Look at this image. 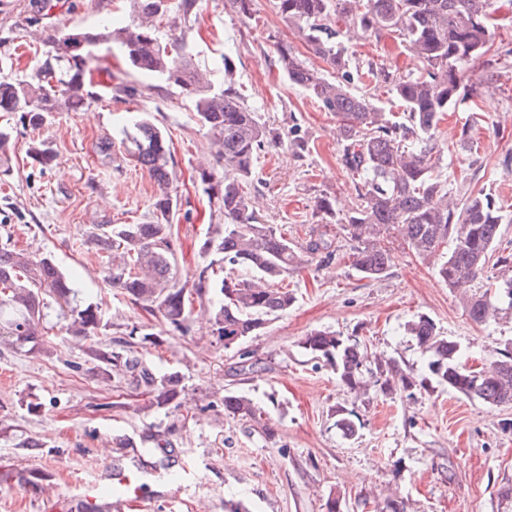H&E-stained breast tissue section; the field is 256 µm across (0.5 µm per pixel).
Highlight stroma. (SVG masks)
I'll list each match as a JSON object with an SVG mask.
<instances>
[{
  "label": "stroma",
  "instance_id": "obj_1",
  "mask_svg": "<svg viewBox=\"0 0 512 512\" xmlns=\"http://www.w3.org/2000/svg\"><path fill=\"white\" fill-rule=\"evenodd\" d=\"M131 18L128 0H0V80L27 77L35 52L47 49L46 32L62 26L91 28ZM352 64H371L389 82L349 89L370 96L390 112L400 106L392 80L413 68L397 32L359 35L343 17L331 16ZM192 52L215 87H223L221 54L234 61L233 79L249 106L283 131L297 130L308 152L296 157L279 145L256 165L255 206L266 223L284 227L303 242L314 224L317 198L326 195L344 215L355 195L336 139L338 119L281 73L277 47L294 48L308 65L324 61L301 41L294 23L273 0H253L250 16L231 0H200L190 22ZM101 71L93 83L110 79L135 86L130 101L103 96L80 112L50 113L31 129L18 113L0 112L13 129L10 171L0 174V243L34 256L49 255L74 276L83 303L99 305L108 340L132 326L158 332L157 320L107 282L110 254L89 236L94 224H136L146 220L159 188L148 171L129 160L120 130L130 112L149 110L165 128L175 162L173 187L180 218L173 244L181 280L197 279L212 259L202 245L217 236L220 220L209 217L198 179L211 167L215 149L190 104L175 87L126 67L108 46L96 50ZM112 141V159L101 162L96 146ZM45 142L54 154L46 166L30 159V141ZM440 174L457 200L485 193L504 213L494 251L512 252V55L470 62L458 100L437 134ZM391 263L385 277L362 278L353 266L352 244L342 239L330 263L289 273L282 282L295 302L257 335L231 349L217 344L211 314L195 306L185 336L162 335L141 359L156 374H175L178 406L160 409L123 375L104 376L86 354L87 341L65 337L56 308H49L42 351L0 343V466L13 471L45 468L55 479L39 494L16 484L0 486V512H73L75 487L94 480L105 461L129 465L126 453L142 450L146 488L123 512H327L336 499L341 512H382L403 502L406 512H512V405L492 406L447 388L415 396L347 391L328 363L311 358L302 341L326 330L417 370L426 360L405 325L424 314L442 335L460 345L471 369L485 367L499 352L512 350V309L474 322L460 292L437 277L438 258L422 259L401 237L390 235ZM259 371L239 374L241 356ZM243 394L263 410L260 429L224 409L227 394ZM350 414L358 432L348 437L336 424ZM164 439L180 473V490L164 494L152 476Z\"/></svg>",
  "mask_w": 512,
  "mask_h": 512
}]
</instances>
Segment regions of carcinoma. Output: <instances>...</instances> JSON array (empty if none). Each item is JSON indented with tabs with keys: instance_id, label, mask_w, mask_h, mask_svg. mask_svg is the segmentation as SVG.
Here are the masks:
<instances>
[{
	"instance_id": "obj_1",
	"label": "carcinoma",
	"mask_w": 512,
	"mask_h": 512,
	"mask_svg": "<svg viewBox=\"0 0 512 512\" xmlns=\"http://www.w3.org/2000/svg\"><path fill=\"white\" fill-rule=\"evenodd\" d=\"M130 2L138 19L120 27L104 22L79 28L77 33L93 48L117 45L127 67L165 81L191 101L197 121L217 146L215 165L199 172V180L214 213L224 218L222 236L203 245L218 258L192 284L180 283L172 241L179 199L170 190L174 170L169 135L151 121L150 113L140 112L123 134L129 155L161 186V193L148 220L95 224L91 237L112 249L109 283L154 316L161 332L187 335L194 300L212 292L217 297L213 318L217 342L226 347L257 333L271 316L294 302L292 293L278 287L279 280L290 271L329 263L341 236L355 243L354 266L365 278L386 275L391 255L385 238L394 231L423 259L451 246L438 267V276L448 287L482 283L489 254L500 237L501 207L488 195L473 196L461 205L448 196L438 174L437 133L448 106L458 96L463 65L488 54L493 46V0H363L359 12L352 9L355 0H275L278 13L299 25L304 41L333 70L328 77L306 65L288 45L278 46V64L288 81L338 116L343 162L356 190L353 207L340 219L333 201L319 197L316 224L303 243L263 223L252 203L257 159L268 147L283 142L284 134L245 104L234 86L229 56H222L224 87L216 90L185 52V33L168 39L162 35L161 24L174 11L190 22L197 15L198 0ZM333 10L351 18L363 34L398 31L403 36L404 47L417 65L416 72L393 85L395 98L404 107L401 115L385 112L348 89L355 78L377 84L387 76L371 65L351 69L346 48L336 42V30L327 24ZM98 62L89 51L70 47L62 33L52 35L30 79L0 82V112H19L34 128L43 124L49 112L79 111L94 98L84 76ZM496 263L500 272L493 286L512 307V256L500 255ZM51 301L59 306L66 334L99 335L101 311L78 302L72 276L48 256L0 246V343L13 349L28 344L33 350L44 349L39 328ZM466 306L477 323L498 313L486 290L468 297ZM405 331L427 356L429 375L395 360L371 361L358 344L329 331L309 334L302 345L312 358L334 366L341 384L350 391L367 390L364 375L368 374L387 395L426 392L435 382L492 406L512 404L511 350L494 360L489 371H475L462 364L459 345L441 335L428 316H417ZM156 342L154 334H139L134 328L114 344L91 346L89 357L108 376L129 375L135 386L151 396L152 404L167 408L179 395L173 376H159L138 359L139 350ZM224 410L267 429L260 409L248 397L224 396ZM13 479L40 492L52 483L54 474L41 468L22 476L0 472V483Z\"/></svg>"
}]
</instances>
